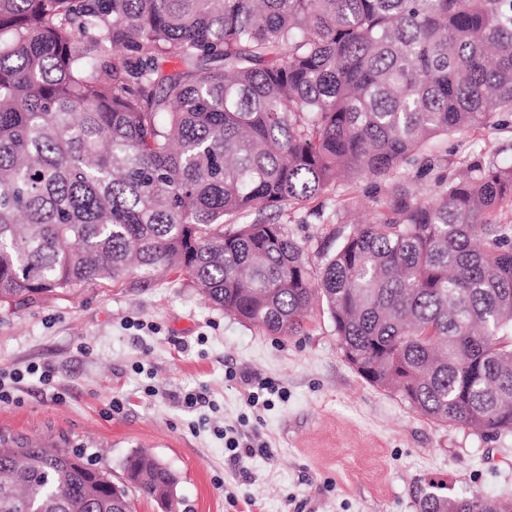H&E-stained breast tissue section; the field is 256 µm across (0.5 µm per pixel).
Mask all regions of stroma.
I'll use <instances>...</instances> for the list:
<instances>
[{
  "label": "stroma",
  "mask_w": 512,
  "mask_h": 512,
  "mask_svg": "<svg viewBox=\"0 0 512 512\" xmlns=\"http://www.w3.org/2000/svg\"><path fill=\"white\" fill-rule=\"evenodd\" d=\"M473 154L512 163V112L430 145L431 169L402 176L427 198ZM388 189L344 184L277 220L316 267ZM34 366L52 370L53 386ZM0 371L16 376L0 433L66 437L116 478L129 452L150 449L178 472L187 512H417L429 493L512 499V435L443 426L369 385L319 308L300 333L281 336L213 307L176 273L130 275L0 307ZM246 375L280 397L249 409ZM189 392L205 403L183 407ZM227 425L259 454L233 463L215 434Z\"/></svg>",
  "instance_id": "35a3bbf8"
}]
</instances>
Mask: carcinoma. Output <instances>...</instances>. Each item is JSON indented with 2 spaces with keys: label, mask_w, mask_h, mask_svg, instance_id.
Segmentation results:
<instances>
[{
  "label": "carcinoma",
  "mask_w": 512,
  "mask_h": 512,
  "mask_svg": "<svg viewBox=\"0 0 512 512\" xmlns=\"http://www.w3.org/2000/svg\"><path fill=\"white\" fill-rule=\"evenodd\" d=\"M512 112V0H0V306L176 272L290 336L325 305L345 360L417 413L512 435V164L399 182L317 269L284 224L351 179ZM125 483L0 435V512H180L144 449ZM418 512H512L428 494Z\"/></svg>",
  "instance_id": "1"
}]
</instances>
